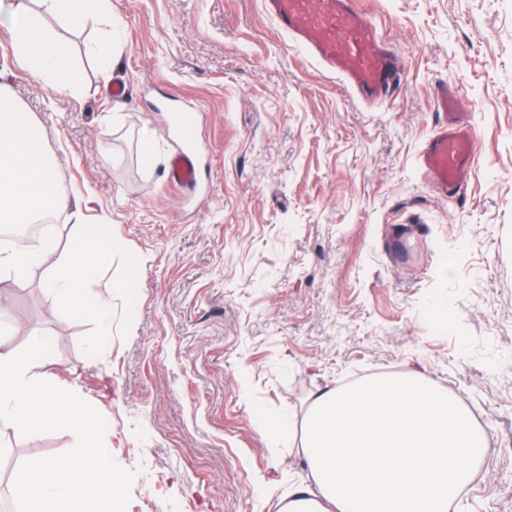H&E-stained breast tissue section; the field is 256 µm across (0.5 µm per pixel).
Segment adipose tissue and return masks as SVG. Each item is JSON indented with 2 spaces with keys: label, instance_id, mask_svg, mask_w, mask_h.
Segmentation results:
<instances>
[{
  "label": "adipose tissue",
  "instance_id": "adipose-tissue-1",
  "mask_svg": "<svg viewBox=\"0 0 512 512\" xmlns=\"http://www.w3.org/2000/svg\"><path fill=\"white\" fill-rule=\"evenodd\" d=\"M48 12L75 29L94 22L93 52L105 69L114 49L112 13L107 0H40L23 11L0 0V23L11 29L19 61L52 91L77 90L81 76L48 32ZM34 128L0 93L1 224H29L67 203L45 147L31 143ZM73 235L75 247L62 260L50 240L1 246L0 276L46 267L47 301L90 317L104 346L112 338V296L91 297L85 288L122 243L104 222L74 225ZM301 447L313 482L291 488L280 512H452L489 463L474 446L473 422L459 399L413 369L318 390L303 418Z\"/></svg>",
  "mask_w": 512,
  "mask_h": 512
}]
</instances>
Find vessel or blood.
<instances>
[{
    "label": "vessel or blood",
    "mask_w": 512,
    "mask_h": 512,
    "mask_svg": "<svg viewBox=\"0 0 512 512\" xmlns=\"http://www.w3.org/2000/svg\"><path fill=\"white\" fill-rule=\"evenodd\" d=\"M264 5L283 33L363 103L385 102L398 88L400 54L377 23L355 8L354 0H264ZM435 103L443 122L422 150L421 167L439 194L453 197L467 181L478 141L470 125L460 121L456 97L447 87L438 88ZM199 121L192 107L173 115L182 148L166 170L171 184L192 189L199 184L194 153Z\"/></svg>",
    "instance_id": "b4317fda"
}]
</instances>
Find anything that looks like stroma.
Returning a JSON list of instances; mask_svg holds the SVG:
<instances>
[{
  "label": "stroma",
  "instance_id": "stroma-1",
  "mask_svg": "<svg viewBox=\"0 0 512 512\" xmlns=\"http://www.w3.org/2000/svg\"><path fill=\"white\" fill-rule=\"evenodd\" d=\"M109 2V72L93 25L50 15L81 89L30 75L0 24V91L40 123L68 196L49 226L58 258L74 225L106 222L123 247L89 294L138 274L111 292L112 340L95 352L96 323L46 302L45 268L0 278V341L53 337L31 371L105 417L107 450L135 473L133 512H279L309 467L297 436L272 455L266 412L298 428L318 388L411 364L460 400L491 460L459 512H512V0H357L404 62L378 107L261 0ZM115 81L123 97L105 95ZM442 84L480 146L450 199L419 170ZM181 107L201 114L193 191L165 177ZM403 226L406 255L388 248Z\"/></svg>",
  "mask_w": 512,
  "mask_h": 512
}]
</instances>
